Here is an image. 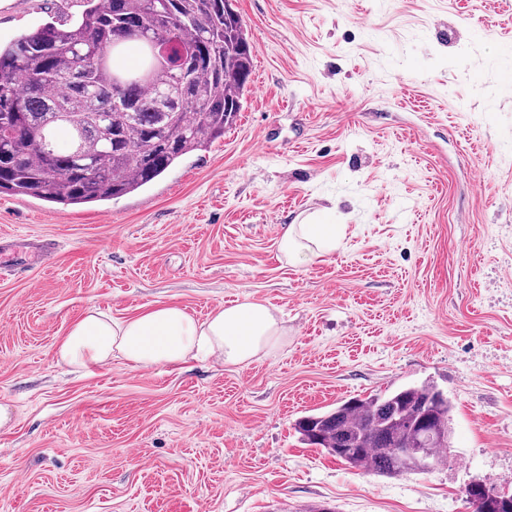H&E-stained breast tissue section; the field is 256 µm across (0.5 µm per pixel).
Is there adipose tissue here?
<instances>
[{"instance_id": "obj_1", "label": "adipose tissue", "mask_w": 512, "mask_h": 512, "mask_svg": "<svg viewBox=\"0 0 512 512\" xmlns=\"http://www.w3.org/2000/svg\"><path fill=\"white\" fill-rule=\"evenodd\" d=\"M342 230V225L310 219L287 224L277 248L289 262L304 263L335 253ZM287 334L273 306L250 298L217 307L202 320L174 303H159L124 319L91 309L70 325L56 356L59 362L87 370L114 359L140 369L215 354L225 365L244 367L270 355Z\"/></svg>"}]
</instances>
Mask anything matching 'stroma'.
I'll list each match as a JSON object with an SVG mask.
<instances>
[{
  "instance_id": "1",
  "label": "stroma",
  "mask_w": 512,
  "mask_h": 512,
  "mask_svg": "<svg viewBox=\"0 0 512 512\" xmlns=\"http://www.w3.org/2000/svg\"><path fill=\"white\" fill-rule=\"evenodd\" d=\"M252 91L142 190L0 195V512H472L512 489V0H233ZM80 0H0V43ZM345 225L289 264L282 225ZM249 297L288 341L245 367L58 362L73 321ZM435 384L433 470L385 477L303 443L302 416ZM480 484V491L471 495L468 490L466 499L473 512H512V493Z\"/></svg>"
}]
</instances>
